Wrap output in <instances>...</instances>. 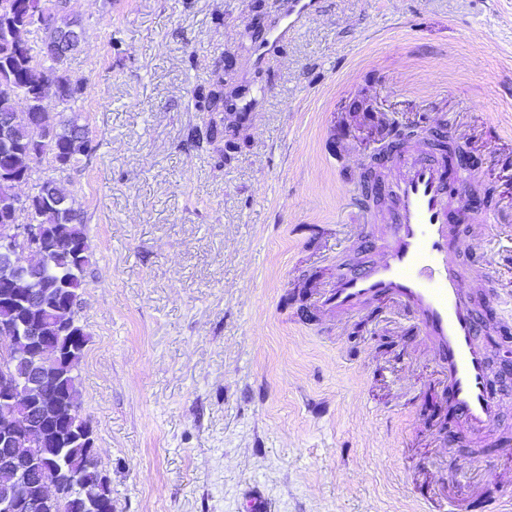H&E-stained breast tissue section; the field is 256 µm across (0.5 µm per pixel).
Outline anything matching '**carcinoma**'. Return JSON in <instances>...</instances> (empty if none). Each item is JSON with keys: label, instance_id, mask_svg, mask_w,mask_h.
<instances>
[{"label": "carcinoma", "instance_id": "1", "mask_svg": "<svg viewBox=\"0 0 512 512\" xmlns=\"http://www.w3.org/2000/svg\"><path fill=\"white\" fill-rule=\"evenodd\" d=\"M28 23L29 0H13L11 9H0V117L12 118L15 126L12 142L0 143V225L15 222L17 188L42 151L28 117L46 110L48 84H54L65 98V112L51 129L55 161L66 170L91 160L98 150V142L89 136L79 115L85 84L75 82L62 64L39 59L36 43H31L28 52L19 47L27 38ZM195 105L198 111L210 113V119L193 129L194 142L211 146L223 141L224 120H216L215 115L226 107L224 70L214 72L212 82L197 90ZM32 205L51 243L50 260L39 269L21 261L10 269L0 266V278L10 279L16 294L9 300L0 299V337H8L9 359L21 382L27 381L29 367L40 363L28 341L30 331L53 339L57 357L46 365L51 390L41 396L40 408L45 416L60 419L63 427L33 445L19 444L18 453L33 447L44 477L56 481V497L39 512H80L78 504L94 499L109 483L90 461L84 433L92 425L82 416L76 386L88 334L77 320L67 328L61 323L65 312L79 305L89 267L84 213L75 196L57 180L38 184ZM61 471L74 473L77 484L63 482ZM23 485L24 478L0 470V512H7L4 503Z\"/></svg>", "mask_w": 512, "mask_h": 512}]
</instances>
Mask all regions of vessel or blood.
<instances>
[{
	"label": "vessel or blood",
	"mask_w": 512,
	"mask_h": 512,
	"mask_svg": "<svg viewBox=\"0 0 512 512\" xmlns=\"http://www.w3.org/2000/svg\"><path fill=\"white\" fill-rule=\"evenodd\" d=\"M317 4L292 0L278 38L293 33ZM385 180L398 207L389 223L372 231L370 260L354 269L337 268L315 304L345 319L373 313L386 301L403 306L414 334L424 337L444 370L452 434L485 441L496 434L502 402L491 392L485 322L474 304L473 285L483 268H512V250L482 252L479 268L466 260L482 251L490 220L474 203L476 169L448 166L413 144Z\"/></svg>",
	"instance_id": "vessel-or-blood-1"
}]
</instances>
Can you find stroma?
<instances>
[{"label":"stroma","mask_w":512,"mask_h":512,"mask_svg":"<svg viewBox=\"0 0 512 512\" xmlns=\"http://www.w3.org/2000/svg\"><path fill=\"white\" fill-rule=\"evenodd\" d=\"M288 0H70L86 39L96 156L51 159L84 213L90 265L78 369L114 512H425L502 478L512 449L458 474L436 439L446 400L396 305L312 315L331 265L366 257L351 197L387 128L447 129L512 203V0H322L270 49ZM223 69L248 105L231 159L187 140L193 92Z\"/></svg>","instance_id":"1"}]
</instances>
